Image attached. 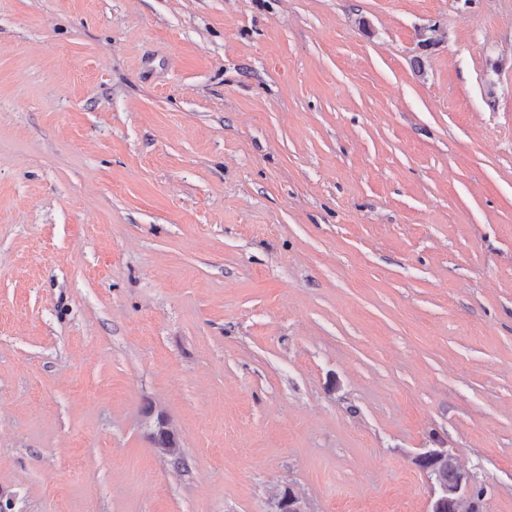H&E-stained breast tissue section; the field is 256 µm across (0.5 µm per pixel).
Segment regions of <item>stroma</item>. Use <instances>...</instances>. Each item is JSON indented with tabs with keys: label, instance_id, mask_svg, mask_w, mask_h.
I'll return each mask as SVG.
<instances>
[{
	"label": "stroma",
	"instance_id": "35a3bbf8",
	"mask_svg": "<svg viewBox=\"0 0 512 512\" xmlns=\"http://www.w3.org/2000/svg\"><path fill=\"white\" fill-rule=\"evenodd\" d=\"M432 448L512 512V0H0L7 512H429ZM150 438L157 448H171L166 455L171 463L174 465L181 463L182 448L162 415H157L153 421Z\"/></svg>",
	"mask_w": 512,
	"mask_h": 512
}]
</instances>
